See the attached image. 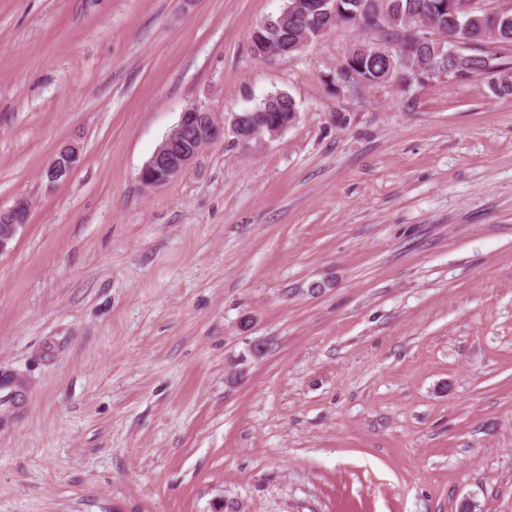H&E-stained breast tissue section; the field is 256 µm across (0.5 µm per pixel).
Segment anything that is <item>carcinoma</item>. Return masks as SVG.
Returning <instances> with one entry per match:
<instances>
[{"label": "carcinoma", "mask_w": 512, "mask_h": 512, "mask_svg": "<svg viewBox=\"0 0 512 512\" xmlns=\"http://www.w3.org/2000/svg\"><path fill=\"white\" fill-rule=\"evenodd\" d=\"M470 0H385L376 12L371 0H288L281 10L259 22L250 36L253 53L263 59L298 53L329 30L347 25L379 30L390 37V51L370 41L356 43L344 60L348 70L336 73L345 85L403 87L437 79V75L467 77L500 74L494 49L512 46V7L484 10ZM460 39L463 49L454 48ZM253 125L269 132L288 127L298 117L295 99L285 91L263 97L244 109Z\"/></svg>", "instance_id": "carcinoma-1"}]
</instances>
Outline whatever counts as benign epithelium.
Returning a JSON list of instances; mask_svg holds the SVG:
<instances>
[{
	"instance_id": "benign-epithelium-1",
	"label": "benign epithelium",
	"mask_w": 512,
	"mask_h": 512,
	"mask_svg": "<svg viewBox=\"0 0 512 512\" xmlns=\"http://www.w3.org/2000/svg\"><path fill=\"white\" fill-rule=\"evenodd\" d=\"M232 134L246 140L253 137L246 118L232 113ZM224 134V127L216 122L214 113L196 102L183 108L178 122L167 138L156 148L150 161L140 172V181L148 189L171 182L195 164L205 148ZM81 163L77 145L61 146L42 172L43 180L50 186L67 181ZM28 200L20 199L8 210H0V254L14 239L18 228L23 226L20 216L30 213Z\"/></svg>"
}]
</instances>
